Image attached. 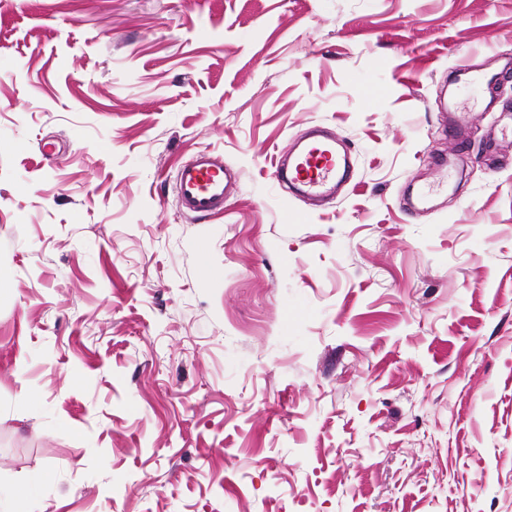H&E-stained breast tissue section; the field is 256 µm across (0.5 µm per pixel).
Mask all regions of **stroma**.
I'll list each match as a JSON object with an SVG mask.
<instances>
[{
    "label": "stroma",
    "mask_w": 512,
    "mask_h": 512,
    "mask_svg": "<svg viewBox=\"0 0 512 512\" xmlns=\"http://www.w3.org/2000/svg\"><path fill=\"white\" fill-rule=\"evenodd\" d=\"M508 60L512 0H0V512H512ZM349 168L336 136L329 131L314 134L288 155H280L273 171L277 182L286 181L300 195L313 201L333 197ZM238 175L224 168V157L199 151L182 162L175 172V188L183 211L196 221H206L224 210Z\"/></svg>",
    "instance_id": "1"
}]
</instances>
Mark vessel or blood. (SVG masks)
<instances>
[{"mask_svg":"<svg viewBox=\"0 0 512 512\" xmlns=\"http://www.w3.org/2000/svg\"><path fill=\"white\" fill-rule=\"evenodd\" d=\"M349 168L335 135L323 131L309 137L288 154L280 156L273 175L288 182L300 195L313 201L333 197ZM238 180L225 168L224 158L213 151H200L182 162L175 172L179 204L191 218L205 221L224 209L225 199Z\"/></svg>","mask_w":512,"mask_h":512,"instance_id":"b4317fda","label":"vessel or blood"}]
</instances>
